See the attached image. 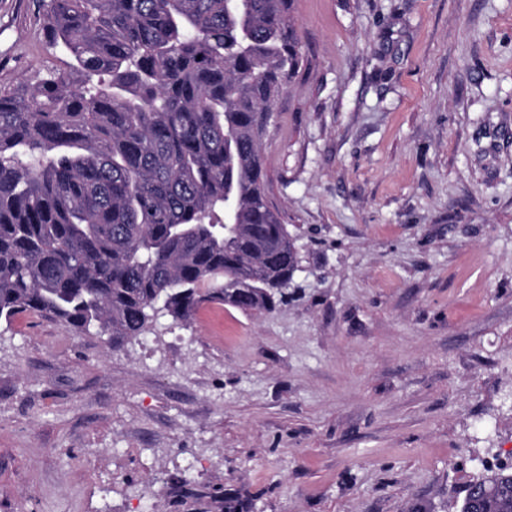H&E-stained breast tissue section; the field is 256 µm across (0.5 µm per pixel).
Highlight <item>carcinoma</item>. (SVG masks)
<instances>
[{"instance_id": "carcinoma-1", "label": "carcinoma", "mask_w": 512, "mask_h": 512, "mask_svg": "<svg viewBox=\"0 0 512 512\" xmlns=\"http://www.w3.org/2000/svg\"><path fill=\"white\" fill-rule=\"evenodd\" d=\"M293 2L42 0L70 62L0 87V321L134 339L161 315L288 300L301 258L261 146L307 65ZM473 512H512V479Z\"/></svg>"}]
</instances>
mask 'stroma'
<instances>
[{"label":"stroma","instance_id":"obj_1","mask_svg":"<svg viewBox=\"0 0 512 512\" xmlns=\"http://www.w3.org/2000/svg\"><path fill=\"white\" fill-rule=\"evenodd\" d=\"M267 196L302 257L270 314L147 339L0 324V512H458L512 458V0H295ZM0 0V85L62 67ZM196 467H188V459ZM190 493L199 497H209L213 500H218L222 504L223 512H254L253 503L251 500L240 496L235 493H224L222 494L219 491L214 490V492H208L205 490H192L190 489Z\"/></svg>","mask_w":512,"mask_h":512}]
</instances>
